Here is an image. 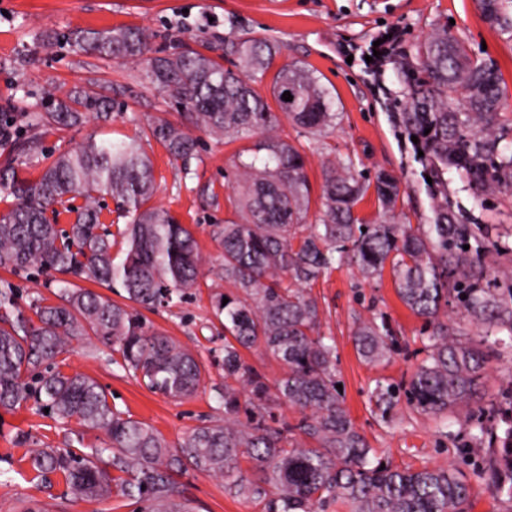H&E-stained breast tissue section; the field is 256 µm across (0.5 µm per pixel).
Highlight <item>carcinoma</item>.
I'll return each instance as SVG.
<instances>
[{"instance_id": "obj_1", "label": "carcinoma", "mask_w": 512, "mask_h": 512, "mask_svg": "<svg viewBox=\"0 0 512 512\" xmlns=\"http://www.w3.org/2000/svg\"><path fill=\"white\" fill-rule=\"evenodd\" d=\"M483 17L512 40V0H477ZM156 34L135 27L79 30L44 40H65L75 53L145 64L149 83L167 94L180 120L156 117L149 134L186 172L199 159L193 127L216 142L259 137L251 154L234 164L237 218L215 225L222 260L210 288L212 313L224 328L220 366L212 387L210 423L170 444L155 428L109 402L95 379L63 371L72 341L95 338L112 349V363L150 391L173 400L201 386L197 356L148 325L136 311L183 301L198 286L201 257L192 231L170 211L150 204L153 164L135 142L89 139L60 153L36 179L21 176L22 157L42 151L31 138L0 165V193L12 197L0 214V268L15 275L33 268L67 276L56 304L31 301L27 315L13 289L0 288V409L28 402L63 423L100 430L104 448L26 452L30 470L61 475L73 498L108 499L113 492L143 503L142 512H188L177 477L194 469L224 479V491L262 512H325L348 504L351 512H465L473 486L457 469H398L377 456L344 408L334 337L321 332L323 307L312 284L336 260L365 280L390 269L401 302L424 321V357L406 388L379 384L375 408L385 416L399 393L418 412L461 421L460 453L483 450L477 474L493 497L512 506V247L492 238L484 224H461L448 200V172L461 175L477 200L512 193V125L503 119L502 76L495 63L470 56L465 45L436 26L397 63L400 111L391 115L432 179L430 224H404L397 213L400 179L378 171L367 180L350 156L323 162L321 207L309 222L311 188L301 147L271 134L280 116L298 136H318L336 124L335 99L299 62L275 65L276 44L228 38L204 50L179 41L155 49ZM232 56V67L224 57ZM271 76L280 113L255 87ZM293 99H282L285 91ZM47 111L33 121L66 128L89 118L108 121L109 96L74 90L59 98L42 91ZM430 132H425V129ZM374 191L377 217L361 218L357 205ZM121 202L123 227L112 233L100 199ZM82 203H77V199ZM69 228L60 227V217ZM124 249L113 254L116 239ZM469 249H464V246ZM120 288V304L78 282ZM227 304H222L223 298ZM456 313L448 323V308ZM352 335L360 358L387 362L396 341L385 317L356 318ZM259 346L283 366L267 380L241 349ZM509 363L500 399L473 407L490 358ZM297 410L294 425L278 417ZM110 453L103 460L104 453ZM250 468L242 469V460Z\"/></svg>"}]
</instances>
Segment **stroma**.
<instances>
[{"label":"stroma","mask_w":512,"mask_h":512,"mask_svg":"<svg viewBox=\"0 0 512 512\" xmlns=\"http://www.w3.org/2000/svg\"><path fill=\"white\" fill-rule=\"evenodd\" d=\"M447 26L476 58L493 59L502 75L504 119H512V42L481 15L476 0H0V113L12 116L20 139L38 137L42 154L24 170L38 177L51 154L75 148L88 136L141 138L154 164L157 192L153 205L168 209L191 229L204 261L205 276L190 300L142 316L154 328L190 348L204 367V380L190 399L175 401L151 392L112 363V351L96 339L73 341L66 369L96 379L113 404L134 419L153 426L170 443H178L212 412L211 384L224 380L211 351L224 343L222 327L212 316L210 273L216 270L222 247L214 225L230 217L233 194L227 176L236 153L247 143L230 144L201 137L200 157L190 170L172 161L159 142L146 136L154 116L168 109V98L149 83L144 64L77 54L61 44H42L45 32L139 26L153 30L156 46L204 33L212 41L227 37H265L281 48V61L309 66L336 100L338 119L326 137L300 139L312 189H319L321 163L328 153L355 158L366 176L383 169L401 179L399 207L411 223L431 218L426 175L413 158L411 144L401 137L389 116L390 92L400 88L395 61L383 66L382 81H375L366 57L374 43L390 37L397 52L423 40L436 25ZM70 90L93 85L96 93L123 103L110 122L89 120L80 128L32 126L31 115L41 112V92L47 85ZM218 202H211V195ZM448 194L459 222L485 224L507 232L512 246V196H490L476 204L457 174L448 176ZM329 312L322 330L334 336L344 405L359 431L378 456L404 468L455 466L472 478L478 453L461 456L464 441L459 424L442 426L399 402L381 415L370 401L377 382L407 380L422 358L419 332L422 319L399 299L391 272L362 280L356 268L336 267L313 288ZM385 314L397 332V350L389 362L370 365L355 350L351 330L356 317ZM52 446L63 445L71 434L82 433L85 447L100 446V431L81 429L40 415L29 406L12 412L0 410V512H139L135 499L112 495L106 500L65 498L59 477L33 480L15 443L18 432ZM193 512H260L249 500L228 495L222 478L194 470L180 476Z\"/></svg>","instance_id":"35a3bbf8"}]
</instances>
